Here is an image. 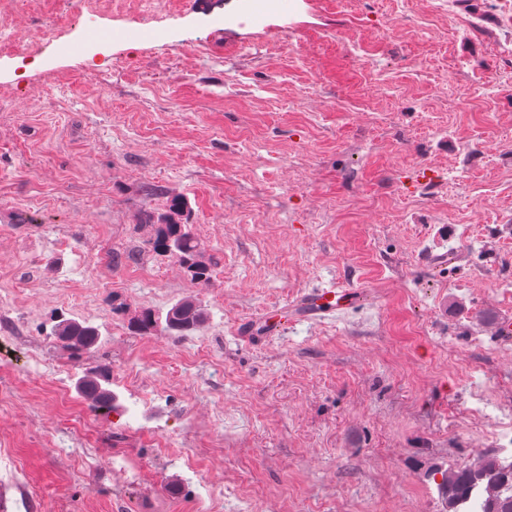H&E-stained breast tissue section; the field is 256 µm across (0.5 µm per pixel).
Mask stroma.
Wrapping results in <instances>:
<instances>
[{
	"mask_svg": "<svg viewBox=\"0 0 512 512\" xmlns=\"http://www.w3.org/2000/svg\"><path fill=\"white\" fill-rule=\"evenodd\" d=\"M129 2L0 0L8 512H440L433 467L512 456V13L173 0L58 51ZM177 196L203 286L140 224ZM330 281L359 292L341 319L239 339ZM187 296L191 335L130 329ZM62 318L100 344L73 354ZM99 367L105 413L75 389Z\"/></svg>",
	"mask_w": 512,
	"mask_h": 512,
	"instance_id": "obj_1",
	"label": "stroma"
}]
</instances>
